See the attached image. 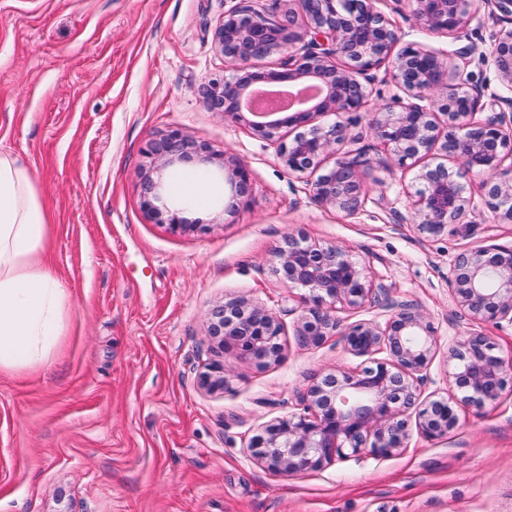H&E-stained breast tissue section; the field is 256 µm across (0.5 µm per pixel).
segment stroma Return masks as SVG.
Instances as JSON below:
<instances>
[{"label":"stroma","instance_id":"stroma-1","mask_svg":"<svg viewBox=\"0 0 512 512\" xmlns=\"http://www.w3.org/2000/svg\"><path fill=\"white\" fill-rule=\"evenodd\" d=\"M277 0H0V151L35 174L50 215L48 263L70 294L60 345L37 368L0 374V512H512V388L494 404L463 405L457 429L432 440L412 433L399 454L364 452L296 477L268 471L248 440L296 411L313 379L367 360L335 339L297 336L306 291L272 272L275 251L298 232L334 243L363 263L374 306L346 322L385 320L405 301L433 324L438 345L425 395L448 396L447 352L476 331L512 354V326L472 323L448 291L454 257L512 244L466 174L474 232L449 226L420 237L409 215L413 171L395 165L368 126L398 95L378 71L366 109L351 123L363 154L368 200L349 215L312 197L313 173H291L276 144L207 110L198 90L232 71L215 50L224 11ZM402 43L458 60L485 99L499 91L490 44L512 23L481 18L459 35L416 25L412 0H378ZM207 144L164 176L165 201H181L194 226L173 233L141 206L149 144L170 130ZM247 167L250 192L233 201L220 153ZM210 173L212 195L176 197L189 167ZM247 298L283 324L281 358L256 367L224 353L223 392L200 388L212 357L210 309Z\"/></svg>","mask_w":512,"mask_h":512}]
</instances>
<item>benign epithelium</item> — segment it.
<instances>
[{"mask_svg":"<svg viewBox=\"0 0 512 512\" xmlns=\"http://www.w3.org/2000/svg\"><path fill=\"white\" fill-rule=\"evenodd\" d=\"M283 10L268 14L252 5L224 12L215 24L213 42L236 76L211 78L200 87L204 105L226 118L241 120V101L256 84L316 81L320 96L302 100L285 118L248 124L252 134L277 145L290 172L321 168L327 155L345 142L348 127L338 121L314 123L330 112H359L369 96L377 71L391 65L392 79L406 92L370 114L369 127L404 168L416 170L411 220L422 237L448 233V225L464 218L470 198L461 181L465 173L485 175L487 205L503 223H512V167L501 161L512 147V29L496 36L491 58L503 93L493 98L499 112L474 120L483 108L484 91L462 78L460 66L414 44L395 50L398 31L374 6V0H282ZM413 14L429 30L457 34L477 19L473 0H414ZM488 14L512 21V0H482ZM284 52L278 67L260 70L254 62ZM429 105H423V102ZM442 115L444 120L437 119ZM306 126L289 141L280 130ZM194 143L178 130L151 142L154 165L141 182L144 209L173 233L191 228L179 210L154 205L163 173L177 161L190 159ZM453 156L461 171L451 172L444 160ZM433 162L419 165L425 157ZM364 161L342 157L310 188L313 199L349 215L362 210L366 189ZM235 196L250 191L249 172L231 164ZM274 274L286 288H305L308 297L297 333L303 343L317 346L336 337L355 356L369 357L357 372L334 371L314 381L299 399L300 411L263 426L249 441L251 455L268 470L287 477L322 469L347 453L369 452L388 457L407 447L412 429L435 440L458 426L457 405L483 407L512 384V357L502 354L489 337L472 332L448 349L453 393L447 398L419 400L436 349L434 327L407 304L392 303L384 322L346 323L331 314L330 305L360 309L375 294L367 269L336 245H321L305 235H290L275 252ZM448 289L472 321L499 320L512 324V246L490 244L462 252L451 262ZM282 324L261 304L236 300L214 306L206 336L223 351L231 349L259 367L280 359ZM386 357L380 358L378 354ZM224 364H208L200 386L224 390ZM415 421H410V418Z\"/></svg>","mask_w":512,"mask_h":512,"instance_id":"benign-epithelium-1","label":"benign epithelium"}]
</instances>
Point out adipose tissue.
<instances>
[{"label": "adipose tissue", "instance_id": "adipose-tissue-1", "mask_svg": "<svg viewBox=\"0 0 512 512\" xmlns=\"http://www.w3.org/2000/svg\"><path fill=\"white\" fill-rule=\"evenodd\" d=\"M49 224L31 169L0 152V372L43 363L63 334L68 293L44 259Z\"/></svg>", "mask_w": 512, "mask_h": 512}]
</instances>
